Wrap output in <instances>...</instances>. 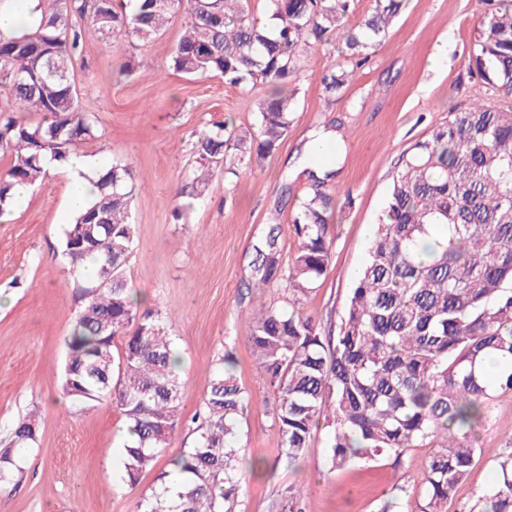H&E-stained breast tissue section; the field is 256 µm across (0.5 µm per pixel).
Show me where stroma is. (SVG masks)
<instances>
[{
    "mask_svg": "<svg viewBox=\"0 0 512 512\" xmlns=\"http://www.w3.org/2000/svg\"><path fill=\"white\" fill-rule=\"evenodd\" d=\"M186 21L178 14L161 37L136 47L89 36L74 70L79 103L99 132L79 152L107 166L127 160L140 186L132 203L136 240L127 276L137 298L171 314L182 358V423L154 470L131 488L121 480L125 418L116 401L78 406L64 395V338L78 302L62 256L63 230L72 218L68 182L53 174L0 222V448L19 416L35 414L39 428L34 447L21 454L23 483L0 490V512H135L158 473L171 470L190 446L192 419L228 350L235 358L232 372L250 397L235 440L245 471L234 512H288L296 491L301 512H374L392 484L421 489L428 451L410 449L399 466L386 459L332 472L326 465L331 429L322 423L299 462L288 464L273 422L275 396L243 326L254 306H287L289 294L284 285H262L255 248L268 225L277 224L284 258L295 253L292 218L313 183L306 143L312 135H330L336 160L325 190L337 200L332 262L299 308L321 328L338 327L404 150L451 110L504 102L468 70L476 2L407 0L337 96L326 94L321 83L339 59L337 45L309 48L291 126L278 150L262 167L243 170L236 187L215 172L204 200L190 208L180 207L175 191L195 161L193 135L218 123L250 126L266 88L169 70ZM435 54L440 64L433 68L428 59ZM129 58L135 70L125 75L121 68ZM511 435L512 392H499L480 431L477 459L448 512H476Z\"/></svg>",
    "mask_w": 512,
    "mask_h": 512,
    "instance_id": "35a3bbf8",
    "label": "stroma"
}]
</instances>
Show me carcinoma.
<instances>
[{"mask_svg": "<svg viewBox=\"0 0 512 512\" xmlns=\"http://www.w3.org/2000/svg\"><path fill=\"white\" fill-rule=\"evenodd\" d=\"M0 0V11H20L19 26L0 31V214L14 204L13 189L47 176L44 162L65 161L73 146L98 138L82 111L73 81L92 34L131 45L161 36L186 12L169 68L185 76L217 75L233 86L261 83L251 127L215 125L193 142L200 170L176 197L203 198L213 166L224 163L233 184L240 168L261 165L277 150L291 124L301 78L300 53L336 39L344 62L328 68L322 84L335 95L361 56L396 17L404 0H374L373 12L345 25L352 0H265L252 14L248 0ZM477 35L468 69L492 92L512 98V0H478ZM41 119L31 122L27 115ZM236 159L224 161L226 151ZM130 163L115 159L95 182L87 208L66 225L62 256L80 283L79 310L66 338L62 391L85 405L118 396L127 429L122 480L133 486L155 467L180 421L179 356L167 317L140 309L131 297L128 258L135 243L130 212ZM314 179L292 219L298 248L283 264L279 225L256 246L254 269L263 283L283 282L288 306H262L245 334L276 395L274 422L281 453L297 460L318 423L331 427L327 462L342 469L360 461L402 463L411 448L429 447L425 487L417 512H447L448 499L470 472L478 448L475 431L490 418L498 391H512V106L473 104L448 113L402 155L375 229L369 256L354 277L336 335L324 336L296 309L332 261L333 196ZM96 276L83 277L85 262ZM497 357V370L476 366ZM225 367L209 378L200 424L191 447L175 460L187 475L169 494L172 473L142 498L137 512H230L240 487L237 417L248 403ZM19 417L0 449V486L23 478L20 454L36 443ZM405 488L383 494L377 512H400ZM481 512H512V450H505L492 486L479 497Z\"/></svg>", "mask_w": 512, "mask_h": 512, "instance_id": "carcinoma-1", "label": "carcinoma"}]
</instances>
